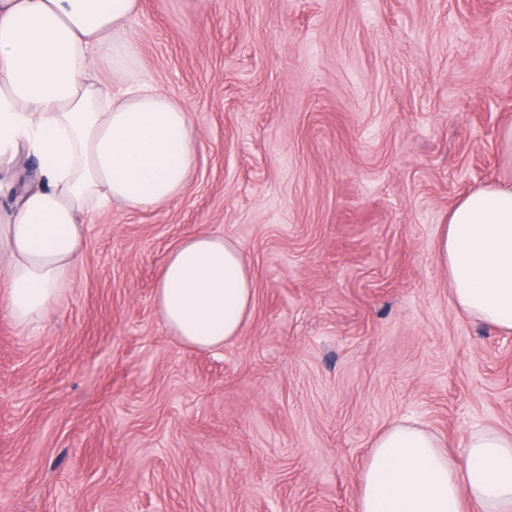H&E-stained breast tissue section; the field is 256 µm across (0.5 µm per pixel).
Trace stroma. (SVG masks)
Wrapping results in <instances>:
<instances>
[{
    "instance_id": "stroma-1",
    "label": "stroma",
    "mask_w": 512,
    "mask_h": 512,
    "mask_svg": "<svg viewBox=\"0 0 512 512\" xmlns=\"http://www.w3.org/2000/svg\"><path fill=\"white\" fill-rule=\"evenodd\" d=\"M139 62L186 108L194 172L85 217L72 288L0 306V512H357L373 438L512 434V332L453 302L441 224L512 185V0H141ZM239 247L253 311L183 346L159 266Z\"/></svg>"
}]
</instances>
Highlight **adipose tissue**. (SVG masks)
Here are the masks:
<instances>
[{"label":"adipose tissue","instance_id":"obj_1","mask_svg":"<svg viewBox=\"0 0 512 512\" xmlns=\"http://www.w3.org/2000/svg\"><path fill=\"white\" fill-rule=\"evenodd\" d=\"M141 0H0V276L18 324L46 317L71 282L81 220L96 208L140 211L181 196L195 164L187 111L136 67L130 28ZM111 68L109 83L96 76ZM39 182L18 191L20 152ZM456 305L512 331V186L474 189L450 210L436 252ZM254 300L242 252L200 233L166 256L155 306L185 346L240 335ZM449 454L413 420L378 434L361 474L358 512H512V434L471 430Z\"/></svg>","mask_w":512,"mask_h":512}]
</instances>
